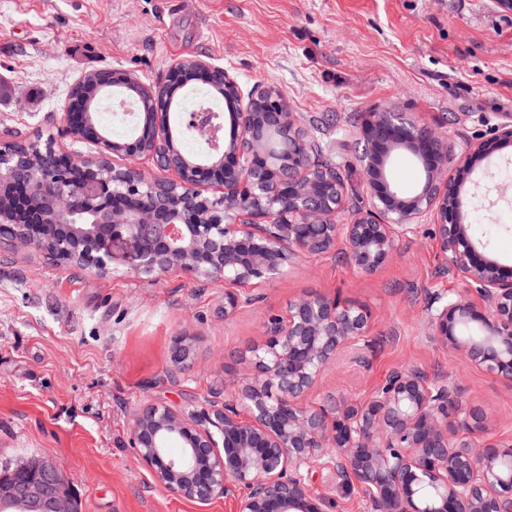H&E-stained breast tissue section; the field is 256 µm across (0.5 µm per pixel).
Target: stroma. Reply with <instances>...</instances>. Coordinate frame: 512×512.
Returning a JSON list of instances; mask_svg holds the SVG:
<instances>
[{"label": "stroma", "instance_id": "1", "mask_svg": "<svg viewBox=\"0 0 512 512\" xmlns=\"http://www.w3.org/2000/svg\"><path fill=\"white\" fill-rule=\"evenodd\" d=\"M200 59L223 68L241 96L279 91L301 128L328 143L325 161L365 204L352 116L395 106L445 131L455 149L512 113V10L498 0H0V142L56 139L74 155L93 146L65 132L68 90L87 72L114 69L148 87L172 65ZM471 232L512 262V194L494 199ZM462 281L428 227L402 239L377 271L342 253L300 258L258 300L224 318V285L172 269L150 278L114 262L95 278L35 249L0 242V463L53 460L81 512H236L202 506L157 485L130 446L145 402L178 413L243 376L237 357L289 299L313 293L366 308L357 355H344L308 396L370 397L388 375L415 367L457 384L484 414L479 446H512V387L433 341L424 307ZM186 336L194 357L171 363ZM309 485L326 512H371L357 485L315 468Z\"/></svg>", "mask_w": 512, "mask_h": 512}]
</instances>
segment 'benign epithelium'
Returning <instances> with one entry per match:
<instances>
[{
  "label": "benign epithelium",
  "mask_w": 512,
  "mask_h": 512,
  "mask_svg": "<svg viewBox=\"0 0 512 512\" xmlns=\"http://www.w3.org/2000/svg\"><path fill=\"white\" fill-rule=\"evenodd\" d=\"M185 71L224 84L225 96L236 101L233 137L210 163L193 165L176 148L166 86L147 88L114 71L112 82L156 105L145 113L141 147L87 138L82 130L90 113L69 111L66 132L93 145L95 156L77 159L53 139L0 143V241L43 250L94 275L108 270L119 245L139 274L158 278L180 268L223 282L228 321L258 300L243 289L280 278L300 256L332 254L342 241L351 261L372 273L431 215L450 268L488 307L477 309L465 291L436 294L426 306L428 336L512 382V265L470 234L472 212L485 210L490 194L512 190L487 170L483 181L473 179L481 162L512 144L511 112L499 113L490 136L458 153L411 112L362 113L357 148L367 204L357 206L339 172L310 161L311 142L279 93L244 99L226 71L198 59L176 63L167 81ZM210 122L203 111L180 116L190 132L209 135ZM271 128L283 130L287 144L275 169L265 146ZM396 150L421 165L422 185L413 196L390 180ZM141 156L168 176L148 177L114 162ZM211 188L217 194L209 197ZM368 318L367 310L339 298L299 296L239 356L248 374L232 397H207L185 414L141 404L131 445L155 483L200 504L235 494L237 512H325V498L308 485L323 458L335 479L365 491L372 512H512V468L500 466L512 450L475 445L484 415L457 385L407 368L362 403L304 402L326 368L366 335ZM469 323L483 338L461 335ZM171 361L180 369L191 364L182 336L173 338ZM172 440L185 456L165 451ZM12 466L0 476L1 498L73 512L54 462L28 457Z\"/></svg>",
  "instance_id": "obj_1"
}]
</instances>
